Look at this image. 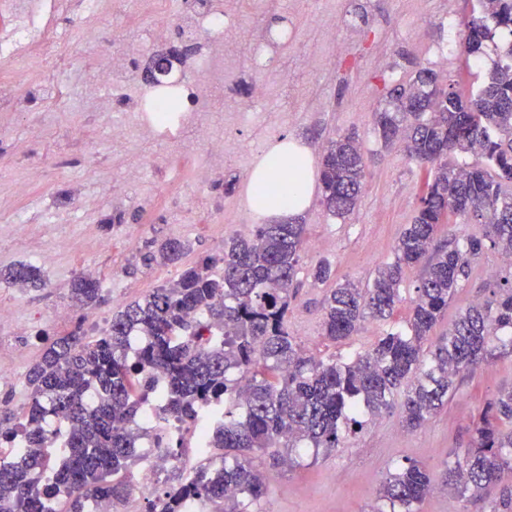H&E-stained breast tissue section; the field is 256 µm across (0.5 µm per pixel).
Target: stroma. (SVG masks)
I'll list each match as a JSON object with an SVG mask.
<instances>
[{
  "mask_svg": "<svg viewBox=\"0 0 512 512\" xmlns=\"http://www.w3.org/2000/svg\"><path fill=\"white\" fill-rule=\"evenodd\" d=\"M471 0H272L256 5L243 17L245 25L290 24L296 39L270 49L285 66L280 74L260 78L250 69L246 54H239L234 78L225 85V98L252 105V123L228 127L224 107L216 105L213 124L224 136L238 142L197 202L192 224H166L163 210L175 202L181 186L161 169L154 157L176 152V145L137 139L150 164L143 180L131 187V197L121 200L109 189L121 180L124 160L112 151V117L81 109L76 84L93 80L103 48L119 51L131 40L144 42L153 53L149 32L154 17L128 4L122 14H111L91 28L76 23L78 7L60 15L57 27L65 36L55 70H34L22 84L13 111L0 112V197H14V185L23 180L31 160H40L44 177L16 199L17 206L36 215L35 223L14 224L10 208L0 207V268L15 264L39 267L45 285L19 289L0 282V301L16 307L19 319L29 325L26 352L5 353L0 359L21 371L40 358L47 339L67 333L56 309L70 304L69 286L80 268L89 266L104 282L106 301L89 311L82 327L99 335L122 305L144 298L166 281L165 267L146 263L152 242L165 237L183 240L184 264L207 254H218L235 233L228 218L245 206L249 173L258 159L252 146L273 145L291 137L320 152L339 134L358 139L367 158V176L361 201L352 215L330 216L320 194H313L297 223L306 227L295 294L288 310V331L309 353L324 358L344 354L369 343L382 332L369 321L357 336L335 345L321 334V300L325 285L314 283L311 272L329 261L337 277L363 285L376 269L391 261L394 246L411 223L423 178L420 166L397 147L384 148L374 132L372 116L384 108L388 91L408 81L421 66L435 67L439 49H447L446 69L456 73L462 64L459 32L469 14ZM336 18V40L322 37L325 16ZM325 58L320 72L305 71L303 56ZM267 81L269 95L251 103L250 91ZM67 85V93L45 99L35 94L40 85ZM86 153L83 166L58 168V161L73 153ZM124 214L115 225L112 215ZM140 235L135 251H126L123 239L129 229ZM69 239V251H46L53 240ZM512 265V257L491 252L477 264L470 281L448 303V310L433 332L447 334L457 315L472 302L489 294L490 273ZM512 387V352L496 350L472 375L458 380L447 405L422 429H405L398 412L382 414L360 433L348 437L342 448L330 453H306L293 469L268 468L266 512H372L381 486L393 467L415 461L436 467L449 451L464 453L472 441L473 423L500 390Z\"/></svg>",
  "mask_w": 512,
  "mask_h": 512,
  "instance_id": "obj_1",
  "label": "stroma"
}]
</instances>
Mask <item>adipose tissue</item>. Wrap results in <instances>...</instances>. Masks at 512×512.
Wrapping results in <instances>:
<instances>
[{"instance_id": "obj_1", "label": "adipose tissue", "mask_w": 512, "mask_h": 512, "mask_svg": "<svg viewBox=\"0 0 512 512\" xmlns=\"http://www.w3.org/2000/svg\"><path fill=\"white\" fill-rule=\"evenodd\" d=\"M285 180L295 187L292 196L281 192ZM314 181V158L309 147L294 140L272 146L248 179V204L255 220L273 224L299 215L310 203Z\"/></svg>"}]
</instances>
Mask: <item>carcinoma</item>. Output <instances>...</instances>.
Returning <instances> with one entry per match:
<instances>
[{
	"label": "carcinoma",
	"instance_id": "carcinoma-1",
	"mask_svg": "<svg viewBox=\"0 0 512 512\" xmlns=\"http://www.w3.org/2000/svg\"><path fill=\"white\" fill-rule=\"evenodd\" d=\"M464 64L448 78L428 67L394 86L374 113L386 146L403 141L425 171L413 223L391 261L360 288L346 280L322 301V336L336 343L367 320L387 322L404 301L406 271L426 265L413 288L405 324L368 347L317 358L288 332L291 289L304 245L303 224H256L224 243L222 254L181 265L185 242L165 238L146 261L180 266L171 285L112 314L100 336L75 330L53 339L26 375L27 402L14 422L0 404V442L18 433L34 451L0 464V512H89L127 494L129 467L141 460L135 418L151 374L159 419L204 422L213 409L212 450L194 475L155 497L148 512H186L198 502L212 512H264L267 476L255 460L301 466L303 448L331 452L393 408L411 430L425 427L448 403L454 379L492 351L512 350V271L496 277L491 295L470 304L440 340L431 335L448 300L470 280L474 264L498 250L512 257V0H475L462 21ZM494 54L483 72L482 60ZM366 176L361 146L349 135L330 140L320 167L322 203L346 218ZM484 225L483 235L435 244L442 224ZM0 281L44 284L29 264L0 268ZM72 298L85 310L103 302L101 281L79 273ZM68 429L55 481L41 482L50 459L35 449L49 440L48 417ZM512 479V387L499 391L473 429L471 448L438 470L409 461L387 475L372 512H419L441 487L464 502Z\"/></svg>",
	"mask_w": 512,
	"mask_h": 512
}]
</instances>
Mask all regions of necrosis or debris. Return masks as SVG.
<instances>
[{"label":"necrosis or debris","mask_w":512,"mask_h":512,"mask_svg":"<svg viewBox=\"0 0 512 512\" xmlns=\"http://www.w3.org/2000/svg\"><path fill=\"white\" fill-rule=\"evenodd\" d=\"M68 6V0H38L33 8L26 7L25 0H0V18L8 22L0 31V59L38 64L41 53L47 52L54 39L55 16ZM140 7L158 18L154 39H161L178 19L204 30L207 48L195 61L194 80L130 90V78L142 54L140 44L133 42L121 53L108 51L100 57L97 78L84 85L81 97L90 109L114 112V151H126L135 131L145 138L177 143L185 154L203 148L206 162L194 167L184 185L185 190L200 192L223 167L231 149L229 140L214 134L204 117L230 79L235 47L247 48L252 70L275 72L279 66L268 49L293 41L295 32L289 25L259 30L243 25L240 15L246 7L244 0H208L203 7L197 0H180L176 17L164 13L161 0H140Z\"/></svg>","instance_id":"4bbe7bcc"}]
</instances>
